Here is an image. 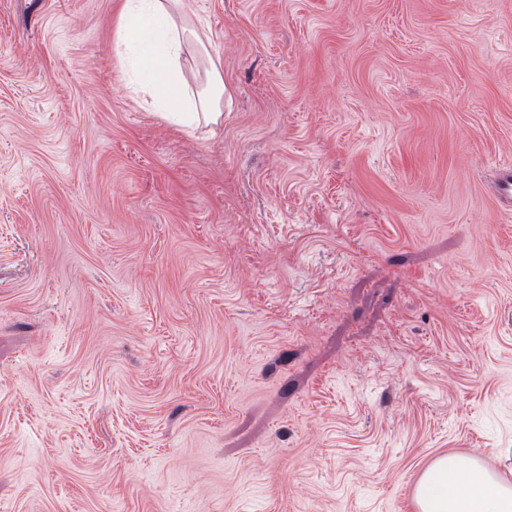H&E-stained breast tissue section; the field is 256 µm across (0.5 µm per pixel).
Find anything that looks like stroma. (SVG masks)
<instances>
[{
    "label": "stroma",
    "mask_w": 512,
    "mask_h": 512,
    "mask_svg": "<svg viewBox=\"0 0 512 512\" xmlns=\"http://www.w3.org/2000/svg\"><path fill=\"white\" fill-rule=\"evenodd\" d=\"M124 0H0V512H416L512 469V0H190L232 97L132 88ZM486 188L502 214L512 213V161H500L491 169ZM414 500L420 512H512V479L476 458L445 454L420 476Z\"/></svg>",
    "instance_id": "1"
}]
</instances>
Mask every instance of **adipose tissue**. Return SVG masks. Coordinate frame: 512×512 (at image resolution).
<instances>
[{
  "instance_id": "adipose-tissue-1",
  "label": "adipose tissue",
  "mask_w": 512,
  "mask_h": 512,
  "mask_svg": "<svg viewBox=\"0 0 512 512\" xmlns=\"http://www.w3.org/2000/svg\"><path fill=\"white\" fill-rule=\"evenodd\" d=\"M185 12V0H125L120 31L124 44L140 48V92L156 101L169 123L193 130L220 124L231 91L215 61L203 87L188 91L181 57L198 32ZM414 500L418 512H512V478L478 459L445 454L420 476Z\"/></svg>"
}]
</instances>
